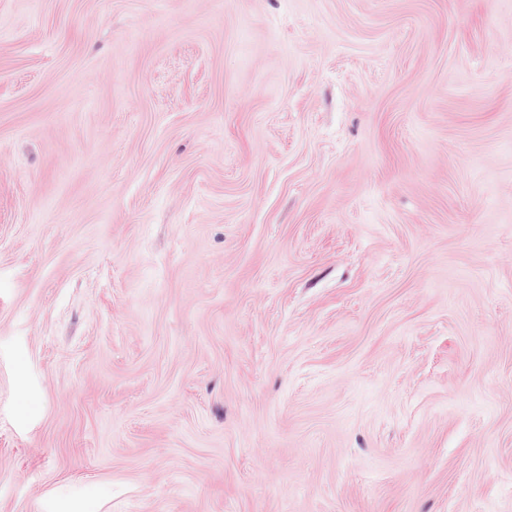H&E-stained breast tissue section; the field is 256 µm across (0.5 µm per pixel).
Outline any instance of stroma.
<instances>
[{"label":"stroma","instance_id":"35a3bbf8","mask_svg":"<svg viewBox=\"0 0 512 512\" xmlns=\"http://www.w3.org/2000/svg\"><path fill=\"white\" fill-rule=\"evenodd\" d=\"M0 512H512V0H0Z\"/></svg>","mask_w":512,"mask_h":512}]
</instances>
